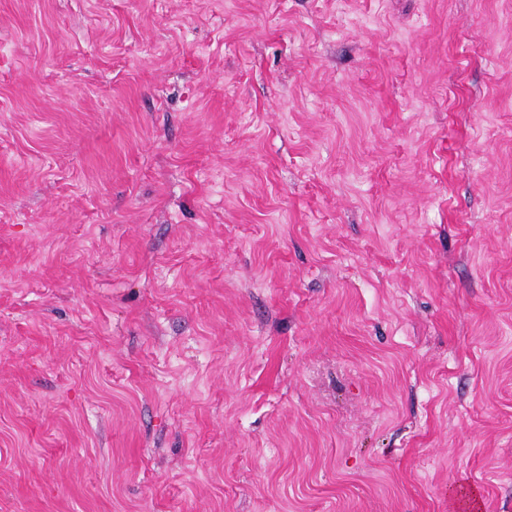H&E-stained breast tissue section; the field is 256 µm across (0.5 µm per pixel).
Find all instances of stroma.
Segmentation results:
<instances>
[{"label": "stroma", "instance_id": "1", "mask_svg": "<svg viewBox=\"0 0 512 512\" xmlns=\"http://www.w3.org/2000/svg\"><path fill=\"white\" fill-rule=\"evenodd\" d=\"M512 512V0H0V512Z\"/></svg>", "mask_w": 512, "mask_h": 512}]
</instances>
